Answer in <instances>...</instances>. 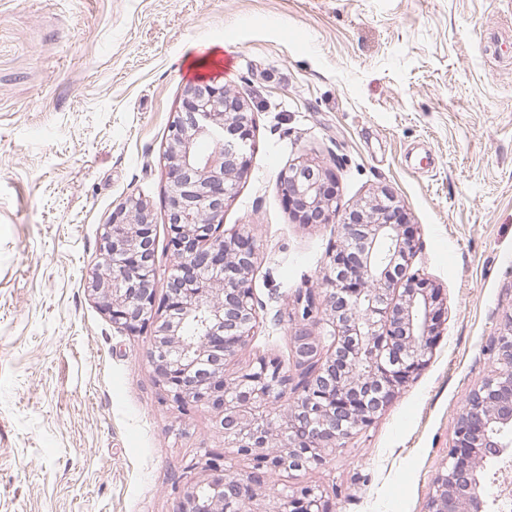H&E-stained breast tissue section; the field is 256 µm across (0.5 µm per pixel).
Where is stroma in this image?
<instances>
[{
	"label": "stroma",
	"instance_id": "stroma-1",
	"mask_svg": "<svg viewBox=\"0 0 512 512\" xmlns=\"http://www.w3.org/2000/svg\"><path fill=\"white\" fill-rule=\"evenodd\" d=\"M202 80L254 118L224 227L257 241L259 319L226 376L291 367L288 311L323 296L338 228L293 219L277 177L298 160L332 171L339 213L388 190L421 243L410 270L442 298L428 364L252 512L300 484L334 512H427L512 315V0H0V512H179L183 467L224 450L210 410L166 401L152 330H118L84 287L130 195L171 269L163 153Z\"/></svg>",
	"mask_w": 512,
	"mask_h": 512
}]
</instances>
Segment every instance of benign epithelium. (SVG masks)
Wrapping results in <instances>:
<instances>
[{"mask_svg":"<svg viewBox=\"0 0 512 512\" xmlns=\"http://www.w3.org/2000/svg\"><path fill=\"white\" fill-rule=\"evenodd\" d=\"M167 212L173 265L163 305L156 306L155 241L150 209L130 195L112 212L102 235L103 262L86 290L112 324L127 332L154 329L149 360L167 398L185 408L206 406L224 447L253 461L245 478L224 472L210 451L183 468L180 512H245L256 484L280 473L299 454L320 465L325 451L370 425L399 387L427 362L441 322L439 294L406 270L418 250L403 230L402 207L390 192L357 205L338 221L340 245L328 252L325 298H296L305 308L291 340L293 377L275 360L233 378L224 376L258 322L250 275L256 243L246 230H224V204L248 171L253 119L248 105L222 86L202 81L183 90L168 129ZM279 189L299 224L336 215V184L323 165L299 160L282 170ZM201 321L189 343L185 326ZM499 364L469 397L454 430L448 464L434 480L427 512H486L487 490L476 457L512 447V316L488 346ZM273 401L289 406L269 453ZM277 512H328L323 493L300 485L280 497Z\"/></svg>","mask_w":512,"mask_h":512,"instance_id":"obj_1","label":"benign epithelium"}]
</instances>
